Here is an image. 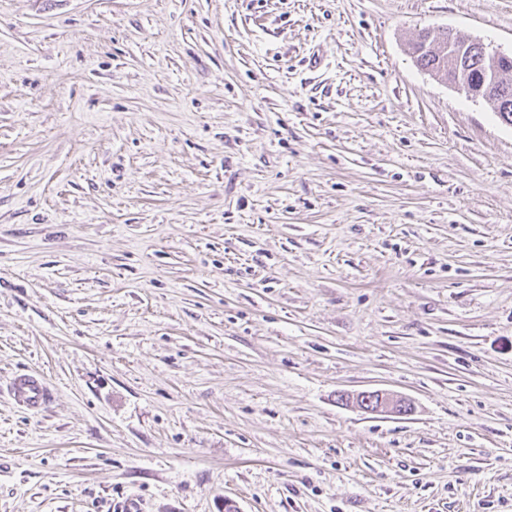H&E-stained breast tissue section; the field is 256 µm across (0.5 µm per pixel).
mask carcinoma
Returning <instances> with one entry per match:
<instances>
[{"label": "carcinoma", "instance_id": "obj_1", "mask_svg": "<svg viewBox=\"0 0 512 512\" xmlns=\"http://www.w3.org/2000/svg\"><path fill=\"white\" fill-rule=\"evenodd\" d=\"M429 37L428 49L415 42L410 53L416 65L427 73L435 72L447 82L453 84L458 80L479 85L490 78V65L481 52L465 49L463 53L454 54V47L465 44L453 31L443 28L437 32L426 31ZM480 98L490 109L500 116L508 118L512 124V59L499 64V75L491 89H482Z\"/></svg>", "mask_w": 512, "mask_h": 512}]
</instances>
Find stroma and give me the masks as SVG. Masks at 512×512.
<instances>
[{
  "mask_svg": "<svg viewBox=\"0 0 512 512\" xmlns=\"http://www.w3.org/2000/svg\"><path fill=\"white\" fill-rule=\"evenodd\" d=\"M438 28L512 0H0V512H512V125ZM423 32L426 33L425 38L430 37L428 49L423 50L420 42H414L410 48V53L421 70L431 76L435 71L451 84L459 79L460 82L466 80L480 85L483 79H490L491 67L478 49H469L467 46L463 53L450 56L455 51V46L465 44L452 30L442 28L437 33L430 30ZM6 392L15 403L30 410L45 407L53 396L44 379L28 374L13 376L6 384ZM358 408L371 414L408 415L411 404L402 397H394L383 391H364L355 395Z\"/></svg>",
  "mask_w": 512,
  "mask_h": 512,
  "instance_id": "obj_1",
  "label": "stroma"
}]
</instances>
